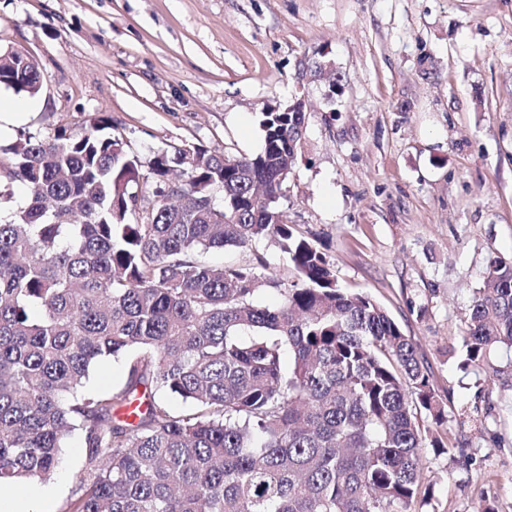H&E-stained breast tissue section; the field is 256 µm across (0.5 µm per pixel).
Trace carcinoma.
I'll return each mask as SVG.
<instances>
[{"mask_svg": "<svg viewBox=\"0 0 512 512\" xmlns=\"http://www.w3.org/2000/svg\"><path fill=\"white\" fill-rule=\"evenodd\" d=\"M39 65L10 88L37 96ZM302 112H264L263 148L198 145L140 161L99 117L0 147V495L46 481L66 437L84 448L67 512H408L444 404L417 345L371 297L344 291L324 253L278 216ZM223 193L216 203L214 192ZM278 240L284 281L253 252ZM276 290L280 301L257 303ZM463 368L512 349V259H489ZM122 357L126 385L78 395ZM188 409L172 412L162 395ZM139 399L129 419L119 409ZM251 252L245 249L226 247L224 250L214 249L204 254V260L215 264L236 265L245 263Z\"/></svg>", "mask_w": 512, "mask_h": 512, "instance_id": "carcinoma-1", "label": "carcinoma"}]
</instances>
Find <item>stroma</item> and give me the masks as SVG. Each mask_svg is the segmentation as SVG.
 I'll return each mask as SVG.
<instances>
[{
	"label": "stroma",
	"instance_id": "35a3bbf8",
	"mask_svg": "<svg viewBox=\"0 0 512 512\" xmlns=\"http://www.w3.org/2000/svg\"><path fill=\"white\" fill-rule=\"evenodd\" d=\"M0 48L30 54L42 75L35 98L0 86L23 112L0 145L101 113L145 178L164 148L255 155L261 112L305 98L280 208L341 288L371 296L419 345L446 406L447 451L424 449L427 495L411 512L485 500L512 512V350L492 370L458 367L488 260L512 257V0H0ZM254 250L292 276L274 242ZM251 251L204 258L236 265ZM83 461L71 434L52 477L25 484L32 512H66Z\"/></svg>",
	"mask_w": 512,
	"mask_h": 512
}]
</instances>
